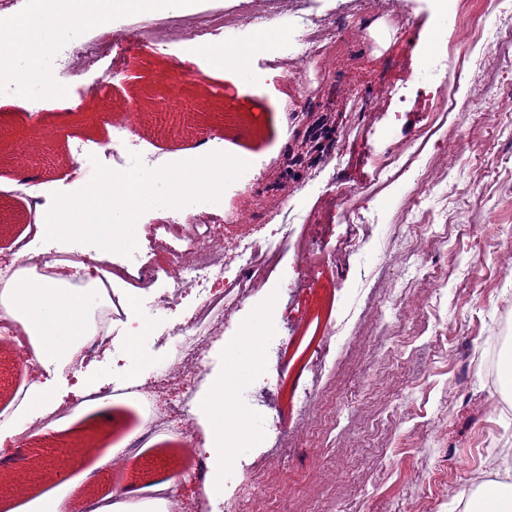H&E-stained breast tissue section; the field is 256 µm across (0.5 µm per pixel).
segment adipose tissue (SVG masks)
I'll return each mask as SVG.
<instances>
[{
  "mask_svg": "<svg viewBox=\"0 0 512 512\" xmlns=\"http://www.w3.org/2000/svg\"><path fill=\"white\" fill-rule=\"evenodd\" d=\"M72 23L63 0H39L35 13L0 21V56L27 59L38 67L54 32ZM109 271L97 265H64L50 276L14 277L0 290V314L27 336L35 360L61 372L80 343L92 336L89 322L92 289L111 283Z\"/></svg>",
  "mask_w": 512,
  "mask_h": 512,
  "instance_id": "adipose-tissue-1",
  "label": "adipose tissue"
}]
</instances>
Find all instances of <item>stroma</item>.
Wrapping results in <instances>:
<instances>
[{
	"mask_svg": "<svg viewBox=\"0 0 512 512\" xmlns=\"http://www.w3.org/2000/svg\"><path fill=\"white\" fill-rule=\"evenodd\" d=\"M401 4L405 18L394 24L364 0H307L332 34L326 61L315 65L292 59L284 44L252 53L247 28L224 40L244 54L242 71L206 74L185 60V47L175 48L191 74L172 91L195 114L189 136L172 137L159 120L154 79L168 61L147 48L130 60L129 82L106 81L115 66L109 56L68 78L67 110L47 109L40 124L0 107V152L14 156L0 165L3 266L30 231L12 189L29 176L49 197L71 192L75 179L91 181L87 165L60 163L66 142L112 135L110 110L134 99L149 106V151L179 163L205 145L250 160L210 206L238 217L218 225L220 237L268 235L269 217L282 207L335 216L313 240L330 263L304 267L285 245L265 285L214 339L192 424L202 480L174 476L151 445L131 447L143 410L133 395H112L125 378L149 381L170 355L155 342L163 326L143 298L129 315L150 329L142 363L118 329L81 367L30 373L73 413L27 444L0 446V512H38L48 494L76 506L58 477L65 462L82 498L111 496L125 512H237L245 493L254 498L250 512H464L466 493L512 482V395L501 389L512 345V275L504 272L512 260V110L498 106L512 99V70L497 65L495 43L476 44L493 95L473 105L468 87L454 85L448 54L457 33L446 19L457 0ZM149 17L130 7L53 40L120 38ZM270 72L274 82H263ZM449 88L458 105L434 119L429 107ZM397 151L402 170L383 181L377 166ZM453 181L465 188L456 199L446 195ZM414 196L423 227L410 233L404 222ZM367 210L377 223H355ZM233 350L246 355V398L227 366ZM26 354L17 338L0 337V409L11 427L29 420L10 399L30 375ZM218 381L227 410L252 438L221 469L205 449L213 423L205 404ZM492 455L500 466L485 470ZM23 467L44 476L34 492L12 482Z\"/></svg>",
	"mask_w": 512,
	"mask_h": 512,
	"instance_id": "obj_1",
	"label": "stroma"
}]
</instances>
